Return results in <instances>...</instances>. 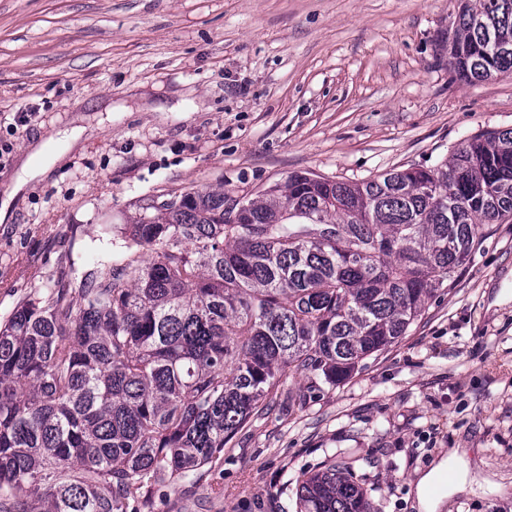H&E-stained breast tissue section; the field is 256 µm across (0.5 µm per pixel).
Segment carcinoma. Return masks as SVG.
I'll return each mask as SVG.
<instances>
[{
  "instance_id": "cac0c4a2",
  "label": "carcinoma",
  "mask_w": 512,
  "mask_h": 512,
  "mask_svg": "<svg viewBox=\"0 0 512 512\" xmlns=\"http://www.w3.org/2000/svg\"><path fill=\"white\" fill-rule=\"evenodd\" d=\"M457 81L512 75V0H459ZM512 219V129L353 181L293 172L255 197L185 190L0 325L4 512H150L284 394L345 380L452 287ZM119 257H113V250ZM300 512H373L344 463Z\"/></svg>"
}]
</instances>
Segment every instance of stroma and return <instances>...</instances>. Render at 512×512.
Listing matches in <instances>:
<instances>
[{"label": "stroma", "instance_id": "35a3bbf8", "mask_svg": "<svg viewBox=\"0 0 512 512\" xmlns=\"http://www.w3.org/2000/svg\"><path fill=\"white\" fill-rule=\"evenodd\" d=\"M455 0H0V197L30 144L59 160L0 220V322L141 199L258 192L295 171L362 180L512 128V76L464 85L443 41ZM29 113L28 122L16 119ZM82 129L67 146L62 131ZM152 512H296L303 474L348 463L375 512L457 448L488 482L441 512H512V221L456 284L348 380L305 381Z\"/></svg>", "mask_w": 512, "mask_h": 512}]
</instances>
